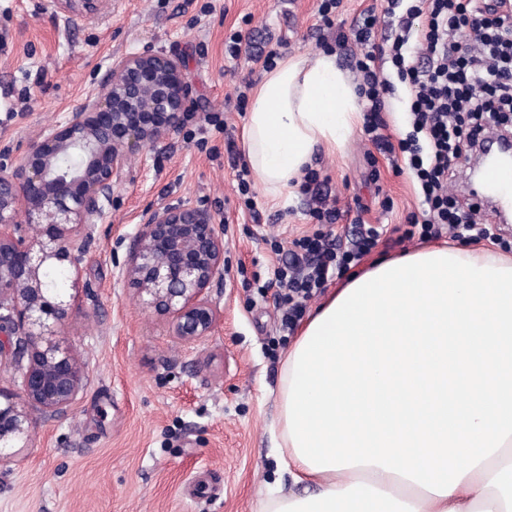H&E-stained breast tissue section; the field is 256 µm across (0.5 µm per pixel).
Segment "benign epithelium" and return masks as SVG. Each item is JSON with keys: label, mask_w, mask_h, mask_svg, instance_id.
Here are the masks:
<instances>
[{"label": "benign epithelium", "mask_w": 512, "mask_h": 512, "mask_svg": "<svg viewBox=\"0 0 512 512\" xmlns=\"http://www.w3.org/2000/svg\"><path fill=\"white\" fill-rule=\"evenodd\" d=\"M68 122L46 129L11 166H0V362L20 373L0 388V463L27 447L30 410L67 412L87 378L64 336L73 296L52 273L78 271L92 230L125 175L128 158L177 133L193 87L180 58L120 56ZM120 276L139 304L194 341L214 330L211 291L224 284V234L213 215L177 203L149 210Z\"/></svg>", "instance_id": "obj_1"}]
</instances>
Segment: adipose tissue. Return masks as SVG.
Listing matches in <instances>:
<instances>
[{
    "label": "adipose tissue",
    "instance_id": "obj_1",
    "mask_svg": "<svg viewBox=\"0 0 512 512\" xmlns=\"http://www.w3.org/2000/svg\"><path fill=\"white\" fill-rule=\"evenodd\" d=\"M361 118L336 56L256 88L244 150L291 191ZM293 487L261 512H512V256L425 246L347 277L289 348L280 384Z\"/></svg>",
    "mask_w": 512,
    "mask_h": 512
}]
</instances>
